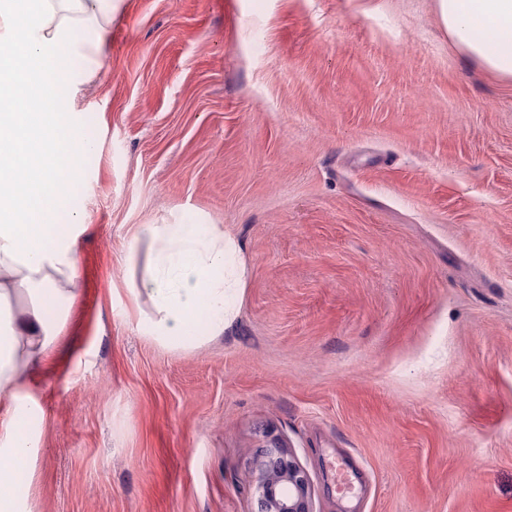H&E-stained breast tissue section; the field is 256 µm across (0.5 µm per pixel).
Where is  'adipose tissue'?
I'll return each mask as SVG.
<instances>
[{"instance_id":"adipose-tissue-1","label":"adipose tissue","mask_w":512,"mask_h":512,"mask_svg":"<svg viewBox=\"0 0 512 512\" xmlns=\"http://www.w3.org/2000/svg\"><path fill=\"white\" fill-rule=\"evenodd\" d=\"M114 2L0 0V512H19V489L35 479L41 438L20 425L39 408L29 383L55 354L81 293L83 213L70 210L69 223L52 232L20 221L26 203L47 193L61 168V115L47 105L76 84L54 61L67 47L96 65L112 32ZM439 8L461 51L512 80V0H439ZM83 28L96 31V43L74 44L73 33ZM241 252L216 224L140 225L125 257L140 273L129 290L140 334L169 350L223 335L244 293Z\"/></svg>"}]
</instances>
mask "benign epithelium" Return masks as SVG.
<instances>
[{
    "instance_id": "obj_1",
    "label": "benign epithelium",
    "mask_w": 512,
    "mask_h": 512,
    "mask_svg": "<svg viewBox=\"0 0 512 512\" xmlns=\"http://www.w3.org/2000/svg\"><path fill=\"white\" fill-rule=\"evenodd\" d=\"M257 465V512H316L306 469L281 439L270 440Z\"/></svg>"
}]
</instances>
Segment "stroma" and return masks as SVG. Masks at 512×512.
Instances as JSON below:
<instances>
[{
    "label": "stroma",
    "instance_id": "35a3bbf8",
    "mask_svg": "<svg viewBox=\"0 0 512 512\" xmlns=\"http://www.w3.org/2000/svg\"><path fill=\"white\" fill-rule=\"evenodd\" d=\"M65 108L98 148L32 512H256L274 437L316 512H512V82L437 0H120ZM198 223L240 241L245 294L169 351L125 255Z\"/></svg>",
    "mask_w": 512,
    "mask_h": 512
}]
</instances>
